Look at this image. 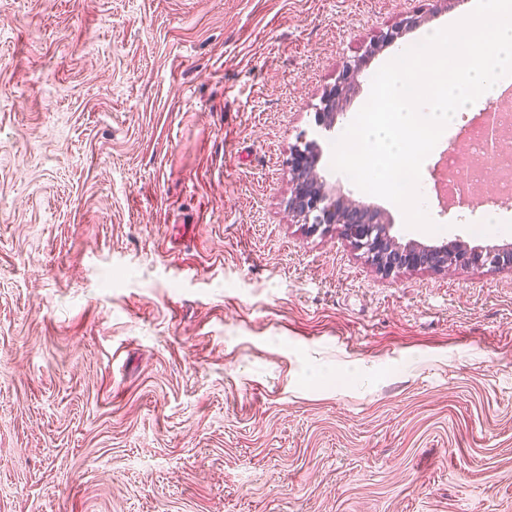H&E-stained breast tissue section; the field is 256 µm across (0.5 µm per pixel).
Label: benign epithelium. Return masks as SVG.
I'll return each mask as SVG.
<instances>
[{"mask_svg":"<svg viewBox=\"0 0 512 512\" xmlns=\"http://www.w3.org/2000/svg\"><path fill=\"white\" fill-rule=\"evenodd\" d=\"M442 0H425V3L401 25L371 40L363 53L343 62L336 82L324 93L320 107L316 108L318 124L331 127L335 111L347 92L357 87L358 75L368 58L386 44L398 38L399 31L411 28L421 19L434 13ZM316 147L313 141L304 147H295L288 157L292 173L293 191L288 201L289 210L315 231L322 226H334L357 249L363 251L378 271L389 275L403 269L427 268L464 270L473 267L512 266V248L476 249L465 245L448 247L411 243L401 245L389 235L384 214L370 205L357 203L348 197L328 189L320 181L316 171Z\"/></svg>","mask_w":512,"mask_h":512,"instance_id":"benign-epithelium-1","label":"benign epithelium"}]
</instances>
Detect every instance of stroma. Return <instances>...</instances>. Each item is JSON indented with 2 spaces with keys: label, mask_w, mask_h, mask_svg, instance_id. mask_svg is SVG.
<instances>
[{
  "label": "stroma",
  "mask_w": 512,
  "mask_h": 512,
  "mask_svg": "<svg viewBox=\"0 0 512 512\" xmlns=\"http://www.w3.org/2000/svg\"><path fill=\"white\" fill-rule=\"evenodd\" d=\"M0 0V512H512V267L381 274L288 211L286 164L399 242L512 244L494 177L441 231L331 167L447 0ZM501 228L474 235L488 211ZM422 2L427 3L422 4L415 13L406 17L395 30L390 29L389 32L379 35L376 40L369 41L360 56L343 62L342 69L336 77V82L326 90L321 98L320 107L316 108V120L319 125L331 128L340 100L347 91L355 90L358 75L368 58L374 55L382 46L393 43L398 38L399 31L403 28L416 26L422 18L434 13L440 7L442 0H424Z\"/></svg>",
  "instance_id": "35a3bbf8"
}]
</instances>
